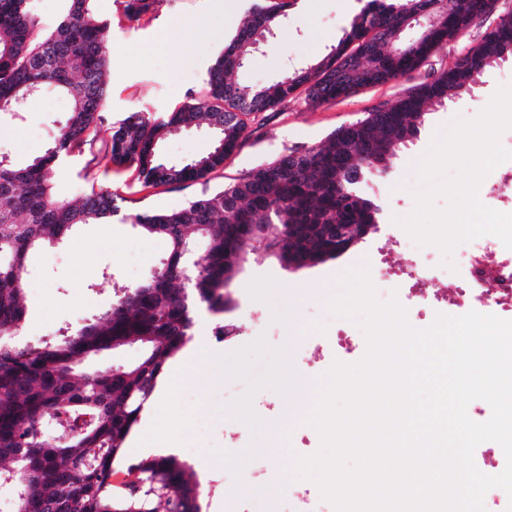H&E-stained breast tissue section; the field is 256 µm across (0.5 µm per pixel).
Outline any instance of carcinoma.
<instances>
[{
	"mask_svg": "<svg viewBox=\"0 0 512 512\" xmlns=\"http://www.w3.org/2000/svg\"><path fill=\"white\" fill-rule=\"evenodd\" d=\"M66 2L65 16L46 34L28 0H0V119L28 111L48 84L70 96L68 119L44 154L20 165L0 158V485L14 489L16 512H201V485L184 462L169 455L134 463L127 443L166 363L192 340L197 310L220 317L233 306L243 248L255 241L238 236L237 225H295L282 243L265 244L285 269L296 255L304 266L336 256L327 231L337 224L347 225L346 246L363 239L378 223L379 206L357 185L418 135L430 106L468 94L487 69L512 59V20L497 23L432 82L368 113L357 129L340 127L325 144L206 187L180 207L141 211L93 182L69 200L55 189L56 170L64 157L100 143L113 164L135 167L146 186L194 183L224 165L246 135V116L298 92L321 105L361 84L398 80L456 40L460 22L492 13L497 0H456L453 22L413 39L406 37L411 18L431 11L434 0H369L320 61L256 88L235 80L240 55L291 6L257 0L208 67L202 98L159 118L130 112L115 127L103 117L108 24L93 0ZM158 2L123 0V11L138 21ZM226 112L236 121L224 129L217 122ZM202 126L214 135L208 154L183 165L161 160L159 145L172 131ZM121 211L127 223L166 242L161 265L115 293L77 333L61 327L49 339L15 341L27 318L29 253L61 243L80 224H108ZM187 266L189 284L182 279ZM133 344L141 350L134 364L91 363ZM117 466L129 476L120 490L112 485Z\"/></svg>",
	"mask_w": 512,
	"mask_h": 512,
	"instance_id": "cac0c4a2",
	"label": "carcinoma"
}]
</instances>
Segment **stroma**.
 Returning a JSON list of instances; mask_svg holds the SVG:
<instances>
[{
	"label": "stroma",
	"mask_w": 512,
	"mask_h": 512,
	"mask_svg": "<svg viewBox=\"0 0 512 512\" xmlns=\"http://www.w3.org/2000/svg\"><path fill=\"white\" fill-rule=\"evenodd\" d=\"M252 0H162L157 11L131 21L122 0H94L96 14L108 23V94L104 116L115 126L132 111L154 118L179 107L188 97H201L206 70L235 33ZM365 0H305L293 4L281 25L248 55L240 81L261 87L292 69L320 60L336 44L361 11ZM512 15V0H498L493 15L466 34L435 51L404 78L359 87L336 101L315 105L297 96L288 105L248 116L247 133L225 159L223 169L209 174L210 186L242 177L256 167L294 151L324 144L341 126L363 119L413 85L448 70L454 59L476 44L500 17ZM512 83V61L491 68L473 94L448 108L434 106L417 139L401 148L387 174L368 176L360 192L380 205L379 224L364 239L336 258L297 270L284 269L255 242L235 280V306L225 312L238 335L225 342L212 334L215 319L202 314L195 334L205 340L206 356L180 374L175 387L153 417L147 435L155 441L179 426L178 457L190 466L203 493L202 512H293L288 486L298 485L291 466L301 437L318 448L317 431L306 424L320 377L334 361L354 363L365 354L358 325L328 308L340 291L338 277L352 268L367 269L380 300L405 295L412 280L407 266L424 263L433 271L423 290L444 298L456 272L442 264L437 251L417 246L395 220L415 206L421 182L417 164L436 132L456 120L472 119L488 104L498 86ZM69 110L68 96L46 87L31 112L14 122H0V157L21 163L40 155L61 128ZM210 135L186 129L162 144L163 158L180 165L207 154ZM104 189L133 199L143 209L175 208L201 190L200 184L146 188L133 169L91 162L89 155L65 159L56 175L69 198L85 190L87 177ZM165 242L143 235L122 215L108 224L79 226L62 244L34 253L26 287L25 333L54 335L59 327L79 328L92 313L109 308L112 290L92 292L103 269L117 285L139 283L159 266ZM218 355L223 377L210 378L209 355ZM305 374L309 386L288 391L289 369ZM294 417H287V409Z\"/></svg>",
	"instance_id": "obj_1"
}]
</instances>
